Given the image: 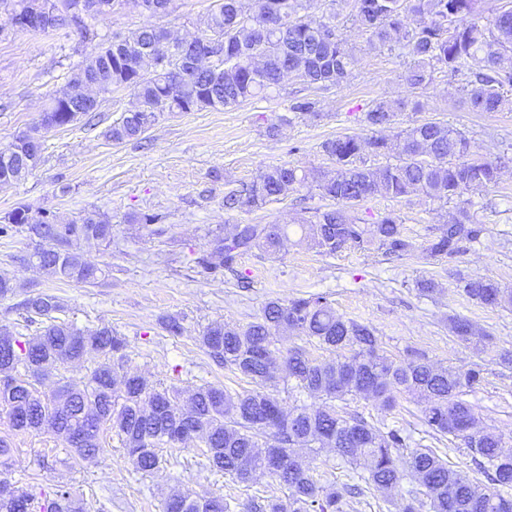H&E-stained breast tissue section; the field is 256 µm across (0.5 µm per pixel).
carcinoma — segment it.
Segmentation results:
<instances>
[{"mask_svg": "<svg viewBox=\"0 0 512 512\" xmlns=\"http://www.w3.org/2000/svg\"><path fill=\"white\" fill-rule=\"evenodd\" d=\"M170 0H0L6 23L26 32L21 19L33 7L50 16V26L33 30L47 33L73 29L82 39L97 41L82 61L71 67L65 84L50 98L37 124L0 148V184L18 181L41 162L45 134L67 127L78 117L95 120L99 104L115 87L134 91L138 106L125 110L105 130L116 143L141 137L164 112H200L237 106L280 85L293 75L308 85L340 86L348 78L353 57L336 34L332 21L304 13L311 0H215L203 20L204 30L191 40H173L158 27L144 26L127 36L100 35L96 23L133 3L158 13ZM477 0H354L355 20L372 50L399 48L414 59L405 73L406 83L426 90L441 74L461 87L473 112H499L506 104L505 89L512 90V67L501 65L512 53V9H505L487 30L474 19ZM416 26H406L408 18ZM92 90L97 105L89 107L81 96ZM319 101L293 97L288 111L314 118ZM408 100L378 99L365 112L371 130L368 138L340 136L328 139L322 151L336 163V173L321 178L322 196L335 206L317 210L306 221L305 235L326 255L367 250L403 257L417 247L398 217L387 214L368 224L349 210L376 195L401 198L422 194L432 200L454 203L439 232L424 248V255L452 259L465 243L477 242L485 233L469 212L470 195L497 182L498 165L470 157V140L448 124L428 120L396 133L397 143L381 135L396 124L398 114L417 110ZM398 147L397 160L382 167L365 165L363 152L377 155ZM316 178L311 171L285 163L259 171L249 182L224 193V209L260 208L288 196L296 186ZM129 224H142L160 234L164 216L134 213ZM19 234L30 251L20 257L35 263L55 278L95 285L102 270L89 263L81 243L112 244V216L84 210L62 223L47 210L32 213L18 206L0 217V238ZM287 235L279 224H237L232 233L216 237L210 250L195 258L209 275L233 270L245 253L258 250L279 253ZM463 292L489 308L512 306V290L492 279L463 280ZM24 322L40 327L30 336H17L0 326V336H11L0 347V371L23 370L25 375L46 376L63 363L82 360L97 352L103 361L80 387L61 385L50 395L33 389L23 378L7 377L0 388V410L18 432L52 431L82 460L95 457L101 435L110 429L125 450V460L137 472L151 473L164 463L161 449L199 439L204 445L202 466L238 482L250 483L258 474L283 485L287 496H255L250 512H349L351 499L365 490L385 493L410 476L422 488L402 503V512H512V454L502 451L501 437L478 429L474 405L465 399L480 381V369H438L422 353L413 351L397 361L380 348L369 325L336 314L323 294L288 301L271 298L261 314L247 326L222 322L209 324L201 346L225 369L255 384L252 390L231 392L222 387L200 386L187 395L179 409L182 391L174 386L150 384L123 371L126 339L109 325L81 330L58 320V298L37 293L19 304ZM170 336L185 332L182 319L161 318ZM451 332L471 343L484 341L486 333L465 317L449 319ZM294 335L329 351L332 357L317 361L305 349L282 351L279 342ZM285 353L288 377L311 394L328 402L315 408L285 413L267 385L277 379L276 355ZM405 396L421 404L428 432L451 436L464 444L485 482L452 469L430 448L415 445L404 428L377 427L359 413L342 416L333 400L373 397L386 407ZM314 454L330 448L343 463L363 465L351 482L337 487L316 478L309 463L295 449ZM83 512L70 491L60 487L53 496L38 498L0 471V512ZM165 512H233L221 493L199 497L190 491L172 493Z\"/></svg>", "mask_w": 512, "mask_h": 512, "instance_id": "carcinoma-1", "label": "carcinoma"}]
</instances>
